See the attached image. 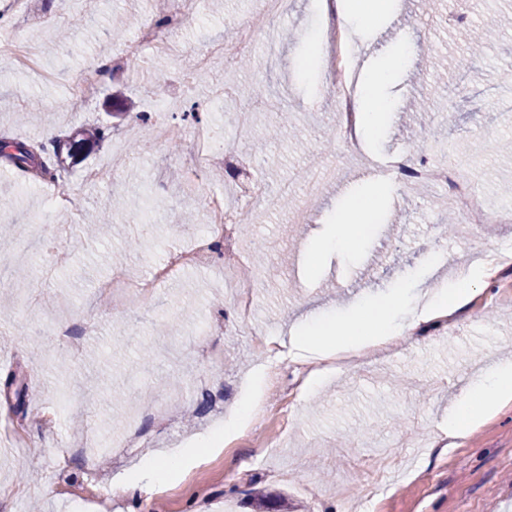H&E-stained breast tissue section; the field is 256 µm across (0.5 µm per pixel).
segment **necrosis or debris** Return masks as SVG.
Listing matches in <instances>:
<instances>
[{"mask_svg": "<svg viewBox=\"0 0 512 512\" xmlns=\"http://www.w3.org/2000/svg\"><path fill=\"white\" fill-rule=\"evenodd\" d=\"M333 0H323L327 21V41L331 47L329 68L340 94L336 102L335 135L339 141H348L356 127V114L352 108L353 91L357 84V73L348 48V34L340 23L331 4ZM198 0H155V6L140 24L136 36L126 45V55L140 57L143 50L160 55L176 52L173 36L197 11ZM277 31L267 28L258 32L252 27L239 29V38L234 46L221 43L209 46L206 53L197 56L193 71H205L211 58L224 59V82L221 98L225 103L238 104L235 90L234 71L244 60L254 58L260 41H275ZM185 136L193 144V153L183 170L184 180L192 185L202 184L208 175L214 157L222 151L223 144L217 129L208 126H193ZM394 167L401 169L408 180L423 182L443 190L448 195V205L456 209L460 216L457 237L460 242L471 243L479 226L512 221V215L502 213L495 205L479 195L470 181L462 178L456 166L440 165L427 158L410 159L400 157L394 160ZM260 185L237 191L234 196L221 193L209 194L206 201V230L191 248L172 251L169 257L157 264L149 277L123 284V291L132 298L141 297L153 291L159 284L170 279L177 272L191 267L209 266L213 263L216 246H223V256H236L240 249L238 226L262 197Z\"/></svg>", "mask_w": 512, "mask_h": 512, "instance_id": "4bbe7bcc", "label": "necrosis or debris"}]
</instances>
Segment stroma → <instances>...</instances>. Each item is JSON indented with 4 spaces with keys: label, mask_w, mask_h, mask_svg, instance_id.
Returning <instances> with one entry per match:
<instances>
[{
    "label": "stroma",
    "mask_w": 512,
    "mask_h": 512,
    "mask_svg": "<svg viewBox=\"0 0 512 512\" xmlns=\"http://www.w3.org/2000/svg\"><path fill=\"white\" fill-rule=\"evenodd\" d=\"M150 0H29L21 23L33 42L40 73H21L0 55V139L42 146L53 165L55 141L101 127L105 138L70 160L56 189L82 211L112 217L105 238L73 227L60 249L43 252L53 225L67 213L47 214L38 197L17 190L23 172L0 158V512H512V406L485 416L454 447L440 442L448 411L469 379L512 356V266L503 267L450 327L428 330L414 343L391 344L388 353L351 366L302 360L291 352V332L304 315L343 310L368 296L388 293L406 271L421 287H447L467 250L442 232L448 209L437 192L419 189L388 169L393 157L421 152L433 161H469L465 175L496 205H512V111L498 108L496 92L512 89V0H399L396 12L369 42L355 39L358 62L406 36L417 55L392 92L399 101L386 141L332 143L336 96L327 92L324 68L301 77L296 60L320 26L315 0H290L277 40L243 61L238 85L253 113L250 135L225 136L207 181L186 185L178 174L188 143L145 141L140 124L157 98L172 100L173 123L185 108L219 119L223 103L212 89L222 64L198 78L192 97L183 74L225 29L256 15L255 0H200L195 16L175 35L173 57L124 55L125 39L112 37L110 20L124 16L136 34ZM456 9L466 26L500 20L498 38L479 55L446 16ZM148 64L155 84L135 72ZM103 68L96 94L83 107L86 71ZM432 116L413 113L438 82ZM324 87L323 109L310 111V85ZM286 92L285 116L270 115L253 90ZM431 121L438 134L423 146L408 140L410 121ZM136 159L117 160L114 144L132 147ZM350 159L336 181L310 189L311 174L326 152ZM110 164L113 178L95 185L86 171ZM244 168L247 181L266 195L294 186L293 211L269 210L248 220L255 246L241 277L262 272L260 300L242 320L215 268L174 276L136 305L118 308L98 292L100 282L147 277L169 252L205 229V199L229 192L227 165ZM163 181H156V173ZM382 193L380 214L348 261L316 249L327 214L355 184ZM150 217L148 227L136 214ZM95 326L79 350L57 345L51 331ZM258 394L251 424L225 435L223 445L198 450L200 436L223 427L234 410ZM137 429L129 446L121 440ZM101 446L93 461L60 453L68 441ZM193 456L165 480L145 485L138 460L148 451ZM138 484L136 495L113 496V487Z\"/></svg>",
    "instance_id": "1"
}]
</instances>
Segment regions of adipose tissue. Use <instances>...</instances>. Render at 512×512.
<instances>
[{
	"instance_id": "adipose-tissue-1",
	"label": "adipose tissue",
	"mask_w": 512,
	"mask_h": 512,
	"mask_svg": "<svg viewBox=\"0 0 512 512\" xmlns=\"http://www.w3.org/2000/svg\"><path fill=\"white\" fill-rule=\"evenodd\" d=\"M353 32L367 36L393 11V0H339ZM415 48L406 39L386 46L360 81L354 100L356 134L365 140L382 139L398 103L386 89L406 70ZM378 212V200L351 188L329 219V232L320 247L352 257L355 244L366 224ZM489 273L478 267L468 276L421 298L415 273H407L405 285L381 297H371L343 315L312 314L299 325L292 346L305 358H317L324 351L349 349L393 340L414 341L426 323L441 324L465 311ZM512 405V359H505L478 376L458 397L448 415V436L457 438L484 416Z\"/></svg>"
}]
</instances>
